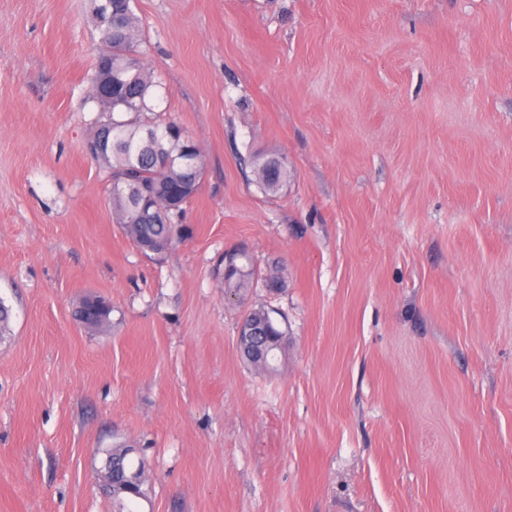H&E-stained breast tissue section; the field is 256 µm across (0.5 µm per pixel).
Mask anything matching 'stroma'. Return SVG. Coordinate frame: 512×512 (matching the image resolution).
Segmentation results:
<instances>
[{"label":"stroma","instance_id":"obj_1","mask_svg":"<svg viewBox=\"0 0 512 512\" xmlns=\"http://www.w3.org/2000/svg\"><path fill=\"white\" fill-rule=\"evenodd\" d=\"M204 156L141 252L83 144L91 0H0V512H512V0H135ZM286 158L262 191L242 159ZM243 249L255 281L224 295ZM100 296L111 324L73 315ZM285 331L276 368L238 344ZM95 306L97 312L84 320L87 328L92 330H100L110 325V315L112 313V306L105 299L100 297H90L85 299L78 307L77 314L81 313L85 308ZM269 328L267 324L260 325L252 323L248 320L247 316L244 317L240 330L238 340L245 339L251 349L252 356L264 358L268 352V343H270L272 336H274V348L271 350L275 353L271 356V361L274 362L277 352L281 350L284 332L281 331L276 324L270 326L271 336L268 335ZM134 453H137L136 448L126 445H118L106 451L102 468L103 482L117 503L116 512H132L127 503L146 496L143 488L146 482V461L139 457L135 465L130 457Z\"/></svg>","mask_w":512,"mask_h":512}]
</instances>
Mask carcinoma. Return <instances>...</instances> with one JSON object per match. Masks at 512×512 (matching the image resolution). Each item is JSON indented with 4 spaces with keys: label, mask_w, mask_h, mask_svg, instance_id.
Wrapping results in <instances>:
<instances>
[{
    "label": "carcinoma",
    "mask_w": 512,
    "mask_h": 512,
    "mask_svg": "<svg viewBox=\"0 0 512 512\" xmlns=\"http://www.w3.org/2000/svg\"><path fill=\"white\" fill-rule=\"evenodd\" d=\"M101 46L91 77L88 99L105 120L96 125L84 149L108 174L112 215L124 234L141 250L159 253L181 241L186 207L201 187L204 163L196 143L174 121H159L154 88L159 86L144 58L140 19L134 0H110L102 12L94 0ZM112 81L103 96L102 82ZM256 181L265 192H276L288 182V163L280 157L251 158ZM250 263L237 253L224 262V293L237 295L252 285ZM94 306L97 312L84 324L92 330L110 325L112 306L105 299H85L78 311ZM136 449L118 445L106 450L104 486L117 503L116 512H131L127 504L146 496V461H132Z\"/></svg>",
    "instance_id": "obj_1"
}]
</instances>
